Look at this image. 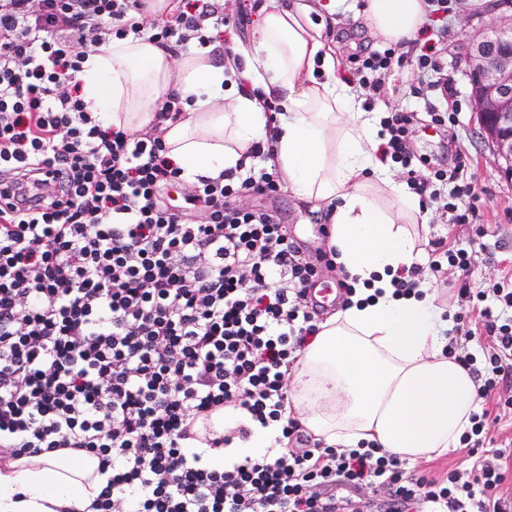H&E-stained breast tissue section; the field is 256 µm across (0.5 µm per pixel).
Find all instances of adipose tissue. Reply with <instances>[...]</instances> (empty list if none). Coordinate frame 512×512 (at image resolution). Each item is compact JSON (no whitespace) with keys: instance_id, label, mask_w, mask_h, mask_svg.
Returning a JSON list of instances; mask_svg holds the SVG:
<instances>
[{"instance_id":"obj_1","label":"adipose tissue","mask_w":512,"mask_h":512,"mask_svg":"<svg viewBox=\"0 0 512 512\" xmlns=\"http://www.w3.org/2000/svg\"><path fill=\"white\" fill-rule=\"evenodd\" d=\"M427 0H364L354 14L389 44L413 40ZM307 0H264L250 44L224 55L216 46L172 58L145 38L112 39L83 64L80 96L105 124L160 134L187 181L237 171L255 142L272 146L288 189L327 209L328 247L344 269L376 289L320 324L290 374V412L332 445L375 442L410 462L456 449L478 409L477 384L440 331L448 325L432 293L396 298L397 271L424 264L415 228L421 203L378 151L381 115L362 108V90L341 81L339 61L313 23ZM180 120L157 122L171 93ZM281 113L268 116L264 100ZM215 430L245 426L247 438L205 449L229 468L281 448L278 425L242 409L214 415ZM96 458L46 453L0 467V512H86L102 478Z\"/></svg>"}]
</instances>
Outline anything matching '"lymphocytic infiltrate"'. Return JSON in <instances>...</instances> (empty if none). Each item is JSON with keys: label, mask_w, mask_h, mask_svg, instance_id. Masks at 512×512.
Here are the masks:
<instances>
[{"label": "lymphocytic infiltrate", "mask_w": 512, "mask_h": 512, "mask_svg": "<svg viewBox=\"0 0 512 512\" xmlns=\"http://www.w3.org/2000/svg\"><path fill=\"white\" fill-rule=\"evenodd\" d=\"M147 0H0V464L71 450L108 479L93 512H512L496 449L477 471H408L377 443L330 445L288 416V373L318 331L310 296L336 254L301 259L286 225L236 206L280 191L276 169L199 178L192 220L164 201L182 184L161 137L114 129L76 90L88 51L130 35L177 55L214 37L205 10L158 23ZM414 113L384 117L382 145L408 163ZM473 254L432 244L428 265L392 280L417 293ZM480 331L448 351L480 399L512 412V283L472 292ZM240 408L280 424L277 455L230 469L185 451L199 424Z\"/></svg>", "instance_id": "lymphocytic-infiltrate-1"}]
</instances>
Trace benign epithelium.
Instances as JSON below:
<instances>
[{
  "label": "benign epithelium",
  "instance_id": "1",
  "mask_svg": "<svg viewBox=\"0 0 512 512\" xmlns=\"http://www.w3.org/2000/svg\"><path fill=\"white\" fill-rule=\"evenodd\" d=\"M477 33L466 57L481 134L492 148V161L512 179V0Z\"/></svg>",
  "mask_w": 512,
  "mask_h": 512
}]
</instances>
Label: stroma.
<instances>
[{
  "label": "stroma",
  "mask_w": 512,
  "mask_h": 512,
  "mask_svg": "<svg viewBox=\"0 0 512 512\" xmlns=\"http://www.w3.org/2000/svg\"><path fill=\"white\" fill-rule=\"evenodd\" d=\"M262 0H211L216 15L228 24L220 37L230 48L247 41L258 24ZM466 0H440L415 41L403 49L404 62L383 73L382 90L373 107L382 112L405 109L417 113L419 125L412 139V153L420 159L416 171L429 177L432 170L448 169L455 153L468 161L465 182L475 188V195L462 203L474 211L469 224H454L440 202L427 203V223L421 233L423 244L443 240L450 248L473 251L475 263L464 280L475 291L493 287L512 271V181L493 165L490 151L480 135L475 108L470 97L465 47L487 22L489 10L471 11ZM312 19L323 27L327 44L338 46L341 66L336 73L343 81H356L354 57H367L384 50L385 44L365 27L340 19L336 0H315ZM429 55L434 70L422 73L417 68L420 55ZM434 112L453 113L447 126L429 128ZM244 207L273 213L286 224L292 238L300 245L304 258H313L325 240L321 232L326 222L324 210L300 202L288 190L273 196L252 194L242 200Z\"/></svg>",
  "instance_id": "obj_1"
}]
</instances>
